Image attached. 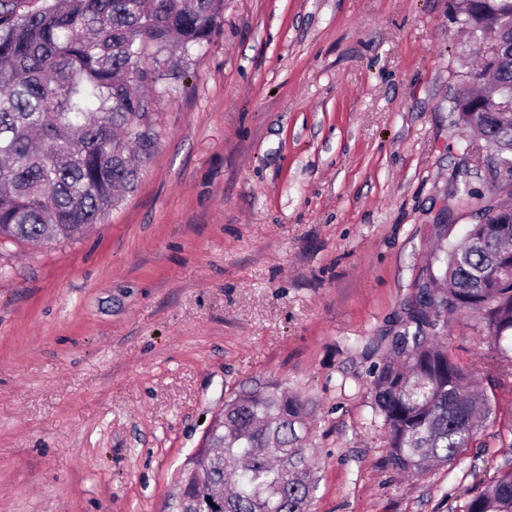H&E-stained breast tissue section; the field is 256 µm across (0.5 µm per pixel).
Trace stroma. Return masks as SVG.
I'll return each mask as SVG.
<instances>
[{
	"label": "stroma",
	"instance_id": "1",
	"mask_svg": "<svg viewBox=\"0 0 512 512\" xmlns=\"http://www.w3.org/2000/svg\"><path fill=\"white\" fill-rule=\"evenodd\" d=\"M451 4L224 0L135 190L79 241L0 245V512H171L208 419L267 381L306 404L309 512H462L512 468L472 313L439 329L493 405L470 448L404 476L372 408L434 225L460 242L512 192L449 110L478 59Z\"/></svg>",
	"mask_w": 512,
	"mask_h": 512
}]
</instances>
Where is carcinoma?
<instances>
[{
	"label": "carcinoma",
	"mask_w": 512,
	"mask_h": 512,
	"mask_svg": "<svg viewBox=\"0 0 512 512\" xmlns=\"http://www.w3.org/2000/svg\"><path fill=\"white\" fill-rule=\"evenodd\" d=\"M0 0V241H75L133 189L157 146L158 99L143 92L184 77L182 59L224 23L223 0ZM472 38L497 44L471 70L450 111L479 131L512 172V112L490 99L512 93V0H453ZM439 273L418 284L408 327L388 337L375 371V414L391 464L411 475L448 465L493 412L490 397L437 335L468 310L499 344L512 337V201L480 209L464 243L442 247ZM479 358L512 378L502 350ZM306 406L277 382L242 388L212 419L201 478L234 488L224 512H309L313 461ZM465 512H512V468L501 470Z\"/></svg>",
	"instance_id": "1"
}]
</instances>
